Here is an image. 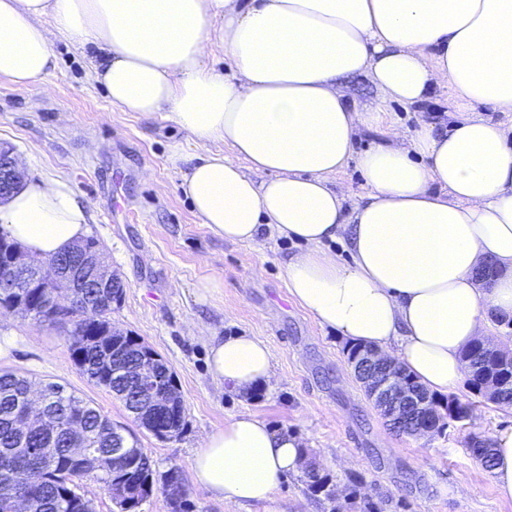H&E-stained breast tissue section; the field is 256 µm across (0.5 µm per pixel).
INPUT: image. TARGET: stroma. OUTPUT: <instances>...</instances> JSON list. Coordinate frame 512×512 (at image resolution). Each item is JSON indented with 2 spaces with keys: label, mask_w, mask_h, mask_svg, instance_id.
<instances>
[{
  "label": "stroma",
  "mask_w": 512,
  "mask_h": 512,
  "mask_svg": "<svg viewBox=\"0 0 512 512\" xmlns=\"http://www.w3.org/2000/svg\"><path fill=\"white\" fill-rule=\"evenodd\" d=\"M54 51L55 66L38 85L21 88L0 76V144L13 148L25 174L64 180L86 206L88 235L126 285L110 319L169 363L186 424L176 437H154L79 372L59 331L8 311H0V339L13 343L0 370L92 401L136 435L158 474L178 468L190 512H329L300 472L281 479L274 505L246 511L195 483L192 461L207 436L244 412L297 435L307 461L335 488L360 477V497L385 500V512H512V500L499 496L491 472L468 451L472 437H491L511 422L512 407L473 397L463 385L455 394L473 402L469 420L424 440L392 430L355 379L345 339L288 292L283 262L300 243L276 235L234 242L201 224L180 189L196 150L188 134L164 113L147 117L112 106L94 79L89 50L60 36ZM350 92L358 108L383 106L409 132L430 114L444 126L457 115L444 89L417 106L385 103L359 75ZM213 336L263 339L273 355L271 381L247 393L216 379Z\"/></svg>",
  "instance_id": "35a3bbf8"
}]
</instances>
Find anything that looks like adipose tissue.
I'll list each match as a JSON object with an SVG mask.
<instances>
[{
  "label": "adipose tissue",
  "instance_id": "obj_1",
  "mask_svg": "<svg viewBox=\"0 0 512 512\" xmlns=\"http://www.w3.org/2000/svg\"><path fill=\"white\" fill-rule=\"evenodd\" d=\"M60 34L95 52L114 106L165 113L193 139L181 189L202 223L229 240L302 243L284 263L288 292L339 337L445 394L489 316L512 317V126L474 112H512V0H0V76L41 81ZM213 44L234 80L204 65ZM358 75L405 106L449 89L459 117L444 132L386 126L385 142L353 155L358 130L384 120L351 106ZM218 138L232 156L209 150ZM352 159L364 180L354 204L334 183ZM0 228L50 257L83 238L86 209L66 182L30 178L0 200ZM339 238L349 261L325 247ZM488 262L489 282L478 276ZM210 369L242 392L274 375L269 346L249 336L213 341ZM492 443L496 490L512 499V426ZM304 463L300 439L242 413L192 469L212 497L245 508L273 502Z\"/></svg>",
  "mask_w": 512,
  "mask_h": 512
}]
</instances>
